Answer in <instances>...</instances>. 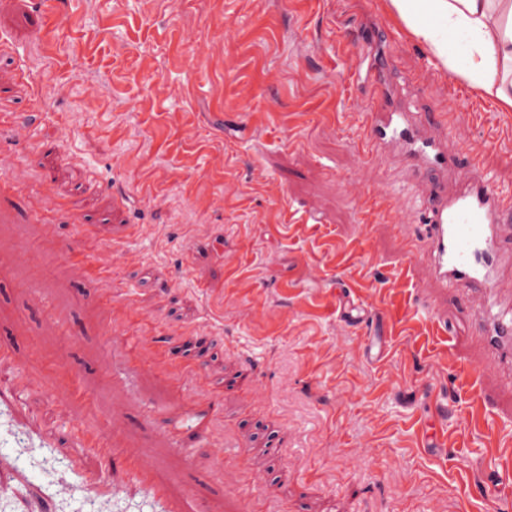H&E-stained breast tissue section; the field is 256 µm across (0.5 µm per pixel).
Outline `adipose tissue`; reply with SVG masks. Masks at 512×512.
<instances>
[{"label":"adipose tissue","instance_id":"obj_1","mask_svg":"<svg viewBox=\"0 0 512 512\" xmlns=\"http://www.w3.org/2000/svg\"><path fill=\"white\" fill-rule=\"evenodd\" d=\"M384 6L445 69L497 111L512 112V0H384ZM427 12L442 18L443 28L424 22ZM451 34L458 45L449 44Z\"/></svg>","mask_w":512,"mask_h":512}]
</instances>
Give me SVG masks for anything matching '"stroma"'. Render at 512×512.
<instances>
[{"label": "stroma", "mask_w": 512, "mask_h": 512, "mask_svg": "<svg viewBox=\"0 0 512 512\" xmlns=\"http://www.w3.org/2000/svg\"><path fill=\"white\" fill-rule=\"evenodd\" d=\"M367 49L413 111L463 142L461 165L480 157L512 192V112L429 63L378 0H267L258 12L224 0L220 15L209 0H159L147 15L139 0H0V113L42 117L37 144L0 140V167L25 193L50 185L60 204L43 221L22 195L0 203V343L15 349L0 365V493L16 512H160L122 456L76 447L89 431L148 449L156 477L204 512H224L228 486L275 493L284 512H432L441 499L448 512H512L485 452L512 430V386L472 347L470 302L449 290L446 336L422 339L369 293H389L403 240L423 245L427 197L409 164L372 155L363 134L383 102L357 78ZM366 197L384 200L383 217L365 220ZM307 212L320 221L296 236L288 217ZM21 246L40 269L13 259ZM68 251L112 262L126 331L159 344L127 359L101 329L102 283ZM47 294L76 345L45 319ZM446 344L459 362L441 371ZM247 356L249 393L236 387ZM188 363L223 430L250 443L225 469L211 466L213 441L161 433L157 411L182 401ZM477 391L484 424L435 447ZM9 427L41 447H20ZM283 432L287 459L264 454ZM97 473L111 496L86 490Z\"/></svg>", "instance_id": "35a3bbf8"}]
</instances>
